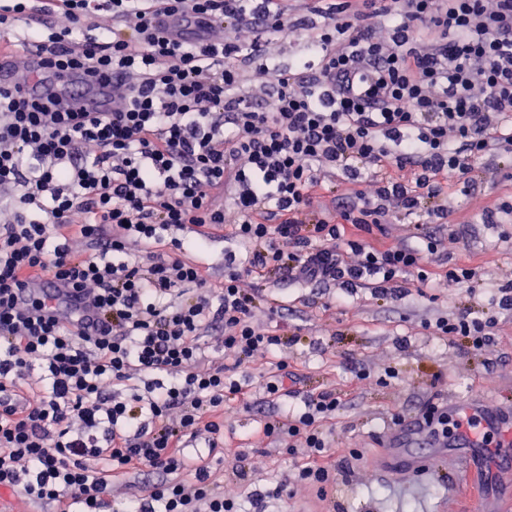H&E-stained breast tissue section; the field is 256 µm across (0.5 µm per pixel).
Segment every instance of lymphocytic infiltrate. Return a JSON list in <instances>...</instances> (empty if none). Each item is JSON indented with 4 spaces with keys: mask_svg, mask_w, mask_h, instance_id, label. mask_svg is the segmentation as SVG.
<instances>
[{
    "mask_svg": "<svg viewBox=\"0 0 512 512\" xmlns=\"http://www.w3.org/2000/svg\"><path fill=\"white\" fill-rule=\"evenodd\" d=\"M52 2L57 23L22 41L42 56L40 83L110 72L119 101L77 112L61 96L22 102L0 87V201L11 212L0 223V488L55 512H111L114 477L151 472L130 512H239L212 477L224 402L250 405L241 368L288 343L254 322L246 279L272 269L308 284L428 279L435 237L378 246L359 232L386 223L392 200L412 211L426 199L447 216L445 186L469 187L484 156L512 160V0H340L309 37L311 62L258 68L260 99L242 92L241 63L287 30L288 0ZM160 7L233 34L173 39L152 20ZM376 18L388 38L375 36ZM82 23L99 37L74 41ZM322 166L342 175L329 211ZM187 224L191 244L175 235ZM227 224L247 250L215 288L190 253ZM76 237L90 254L72 251ZM38 277L82 294L92 325L18 300ZM489 329L464 315L435 323L476 351ZM209 336L223 361L208 358ZM338 405L321 394L289 423L263 424L261 435L304 450L299 480L334 481L320 423ZM191 438L207 455H186Z\"/></svg>",
    "mask_w": 512,
    "mask_h": 512,
    "instance_id": "obj_1",
    "label": "lymphocytic infiltrate"
}]
</instances>
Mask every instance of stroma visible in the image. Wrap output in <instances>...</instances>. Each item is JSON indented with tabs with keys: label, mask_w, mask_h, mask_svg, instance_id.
<instances>
[{
	"label": "stroma",
	"mask_w": 512,
	"mask_h": 512,
	"mask_svg": "<svg viewBox=\"0 0 512 512\" xmlns=\"http://www.w3.org/2000/svg\"><path fill=\"white\" fill-rule=\"evenodd\" d=\"M291 8L293 29L266 36L264 58L282 70L309 56L302 17L310 9L305 0H293ZM505 201L512 202V162L486 156L476 162L472 187L448 189L447 217L391 205L389 224L372 230L368 241L414 245L432 233L440 245L428 258L435 278L421 283L406 276L384 296L365 281L349 288L334 281L313 286L278 271L249 280L260 300L256 322L284 327L290 342L281 354L256 355L244 373L256 385L286 360L289 395L247 410L225 402L224 440L245 452L241 459L225 457L216 468L214 478L226 495L243 500L284 483L288 496L279 512H482V499L469 494L470 485L481 484L484 497L504 493L494 452L476 455L462 435L427 461L390 441L399 430L396 415L417 419L429 403L461 418L469 403L483 401L512 430V311L498 306L502 289H512V223L486 219L488 209ZM458 266L473 269L474 277L448 287L441 274ZM457 313L493 322L487 351H474L461 336L433 334L438 318ZM321 393L340 402L323 423L337 463L336 487L325 493L295 482L306 458L287 454V438L258 434L266 421L300 412L307 397Z\"/></svg>",
	"instance_id": "35a3bbf8"
}]
</instances>
